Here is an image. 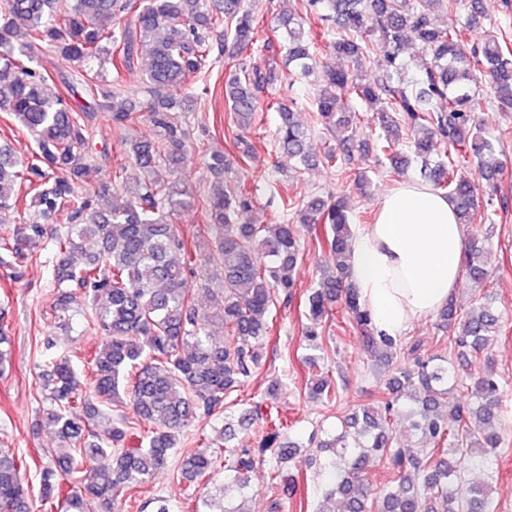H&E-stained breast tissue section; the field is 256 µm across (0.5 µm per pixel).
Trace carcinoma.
Listing matches in <instances>:
<instances>
[{"mask_svg":"<svg viewBox=\"0 0 512 512\" xmlns=\"http://www.w3.org/2000/svg\"><path fill=\"white\" fill-rule=\"evenodd\" d=\"M309 6L318 15V32L292 14L278 18L288 79L317 86V120L327 128L343 127L348 135L338 150L321 155L310 130L281 104L278 148L303 168L342 167L353 152H369L347 111L351 101L365 104L377 112L383 132L378 149L393 173L407 167L400 141L408 131V148L420 158L423 177L454 204L458 223H476L477 187L460 160L475 159L491 186L508 168L498 138L485 133L476 118L478 76L497 107L512 112V41L486 31L480 42L469 44L472 32L483 28L481 0H309ZM443 7L466 11L465 22L437 25L433 12ZM259 23L247 0H0V110L13 114L38 147L35 159L24 163L0 145V210L16 206L25 187L35 213L0 237V251L22 263L46 240L54 241L55 318L67 328L81 306L103 336L91 359L95 379L89 388L81 386L53 337L42 342L49 358L43 419L71 452L42 463L40 491L42 500L58 502L60 512H114L117 493L165 467L190 427L224 413L232 393L262 367L272 308L294 298L301 226L314 233L329 258L305 302L304 339L311 353L303 363L315 365L322 322L338 305L371 356L389 359L396 348V340L377 335L347 280L346 198L316 196L300 204L281 196L278 208L293 214V223L252 224L240 220L252 206L241 186L215 185L195 195L176 176L186 152L183 113L198 99L189 79L205 83L213 62L232 61L238 73L224 83V98L242 131L260 109V94L277 81L275 69L243 62V55L257 49ZM316 38L351 67H317L311 51ZM408 39L421 49L413 69L402 58ZM41 50L82 61L80 85L65 94L47 72L30 66ZM375 51L382 75L370 82L362 68ZM143 53L148 67L131 88L127 75ZM82 89L93 100L89 107L112 113L124 150L118 184L92 191L84 188L92 162L85 107L72 104ZM130 96L145 100L156 139L122 137L139 118ZM438 143L444 151L434 159ZM130 166L142 179L127 180ZM193 208L205 220V240L184 236L176 224ZM61 212L68 221L64 232L40 223ZM483 253L482 241L473 238L463 254L462 266L474 281L488 277ZM260 255L268 263H258ZM195 292L209 297L213 310L198 307ZM494 302L486 292L461 312L450 300L439 313L442 327L459 324L458 346L482 352L501 331ZM211 323L224 325V339L211 336ZM460 384L471 390L466 405L449 398ZM309 394L331 402L336 388L328 376L316 374ZM503 396L497 378L481 372L462 379L445 357L395 368L377 403L359 408L318 441L325 504L319 512H331L327 504L335 499L347 512H493L491 484L472 486L464 499L456 496V486L469 468L491 469V452L500 441L492 428ZM104 404L131 405L147 433L134 435L135 427L122 417L107 419L99 432L90 429L87 420ZM396 409L420 435L421 447L396 446L390 435ZM259 411L256 404L242 409L238 428L227 423L209 448L180 456V480L190 486L208 483L224 464V512H246L247 473L262 457L274 460L270 484L290 499L298 485L282 464L313 463L281 438L277 425L256 447L237 440L236 430H247ZM86 458L92 465L84 471ZM375 459L393 480L370 502L362 476ZM25 474L22 457L0 448V512H30Z\"/></svg>","mask_w":512,"mask_h":512,"instance_id":"cac0c4a2","label":"carcinoma"}]
</instances>
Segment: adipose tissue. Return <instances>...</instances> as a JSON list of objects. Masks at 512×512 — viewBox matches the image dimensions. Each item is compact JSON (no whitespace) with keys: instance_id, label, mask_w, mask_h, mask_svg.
Returning <instances> with one entry per match:
<instances>
[{"instance_id":"1","label":"adipose tissue","mask_w":512,"mask_h":512,"mask_svg":"<svg viewBox=\"0 0 512 512\" xmlns=\"http://www.w3.org/2000/svg\"><path fill=\"white\" fill-rule=\"evenodd\" d=\"M464 250L465 227L448 198L402 181L382 196L375 222L354 231L348 280L378 332L396 339L447 303Z\"/></svg>"}]
</instances>
